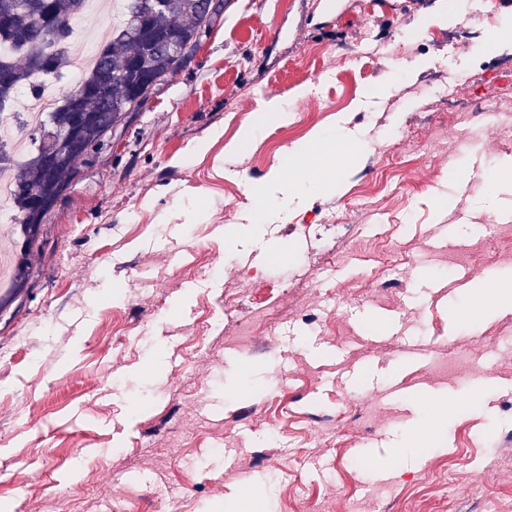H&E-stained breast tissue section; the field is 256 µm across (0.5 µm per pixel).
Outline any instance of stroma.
I'll use <instances>...</instances> for the list:
<instances>
[{"label":"stroma","instance_id":"obj_1","mask_svg":"<svg viewBox=\"0 0 512 512\" xmlns=\"http://www.w3.org/2000/svg\"><path fill=\"white\" fill-rule=\"evenodd\" d=\"M437 2L225 0L81 164L0 312V504L512 512V303L477 305L483 283L512 289V79L494 68L512 43L487 40L512 0L475 19ZM439 70L479 114L439 110ZM272 97L288 122L226 152ZM317 133L326 189L255 231L250 191ZM443 224L452 245L430 249Z\"/></svg>","mask_w":512,"mask_h":512}]
</instances>
